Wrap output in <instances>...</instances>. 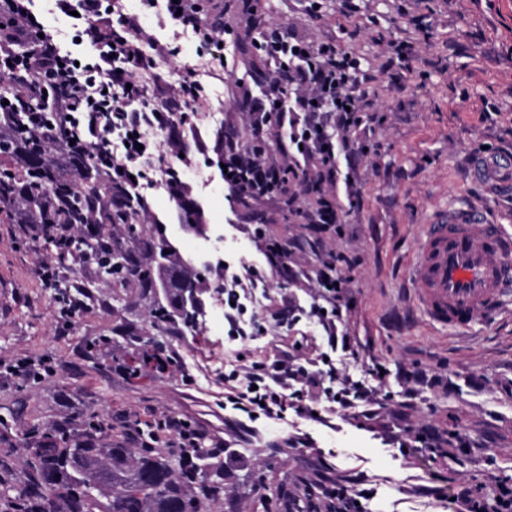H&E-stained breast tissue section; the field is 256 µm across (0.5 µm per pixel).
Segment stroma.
Listing matches in <instances>:
<instances>
[{"label":"stroma","mask_w":512,"mask_h":512,"mask_svg":"<svg viewBox=\"0 0 512 512\" xmlns=\"http://www.w3.org/2000/svg\"><path fill=\"white\" fill-rule=\"evenodd\" d=\"M409 6V0H364L361 14L346 18L336 0H321L322 17L313 20L293 0H281L267 20L307 39L340 43L347 29L358 28L357 56L377 64L388 42L408 27ZM422 11L426 25L415 34L408 80L394 84L382 77L374 86L375 109L383 119L380 147L355 160L359 193L355 200H339L348 220L344 236L328 238L269 202H229L213 153L196 155L195 168L185 175L204 213L201 230L183 227L179 207L166 192L150 190L146 197L179 254L199 264L216 262L209 245L221 236L225 259L263 266L250 233L255 224L282 240H298L293 278L269 276L257 308L268 331L254 346L269 358L294 344L308 357L322 343L313 320L285 330L273 315L284 296L309 305L323 248L355 259L349 273L352 306L344 319L362 348L358 357H337L339 372L364 380L374 361L432 369L442 384L421 387L409 423L464 433L470 451L448 459L423 448L392 447L385 437L400 422L391 407L365 423L335 416L327 426L307 417L292 427L238 416L224 406V373L214 367L218 360H235L240 351L225 343L223 332L207 324L193 330L153 327L154 295L108 282L95 289L92 306L62 326L55 293L37 276L53 253L0 223V360L48 357L61 366L41 383L0 377V482L26 481L25 436L32 428L64 420L76 424L96 413L112 424L114 440L132 447L136 441L122 421L146 407L191 422L205 446L225 441L244 457V465L225 467L215 512H266L273 494L293 497L309 487L324 461L334 478L367 479L374 491L371 512H455L449 500L455 483L488 484L512 475V315L477 320L466 335L436 329L414 308L404 281L418 229L437 210L483 201L490 219L512 232V190L476 181L470 172L473 157L512 149V125L505 122L512 115V0H425ZM147 346L173 353L177 368L136 379L117 370V359ZM187 359L193 362L190 385L181 378L180 364ZM296 430L310 438L311 447H286ZM415 485L432 488L433 496L409 494Z\"/></svg>","instance_id":"35a3bbf8"}]
</instances>
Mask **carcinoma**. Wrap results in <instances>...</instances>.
<instances>
[{
  "instance_id": "1",
  "label": "carcinoma",
  "mask_w": 512,
  "mask_h": 512,
  "mask_svg": "<svg viewBox=\"0 0 512 512\" xmlns=\"http://www.w3.org/2000/svg\"><path fill=\"white\" fill-rule=\"evenodd\" d=\"M0 204L9 224H68L72 236L53 246L58 263L96 264L98 277L147 292L159 280L188 277V266L172 249L159 226L140 224L126 188L76 148L60 150L27 125L22 112L0 114ZM121 197L115 210L97 207L102 198ZM145 244L150 262L135 259ZM168 254H163V251ZM165 255V263L156 257ZM155 324L181 320L184 309L176 294L154 308ZM32 479L0 491L15 512H213L224 490V467L202 441L171 450L129 448L110 440L109 428L90 415L80 427L50 426L28 432ZM53 482L55 490L46 488Z\"/></svg>"
}]
</instances>
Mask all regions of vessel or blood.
<instances>
[{"mask_svg":"<svg viewBox=\"0 0 512 512\" xmlns=\"http://www.w3.org/2000/svg\"><path fill=\"white\" fill-rule=\"evenodd\" d=\"M405 277L434 326L470 330L512 309V233L482 206L440 212L422 225Z\"/></svg>","mask_w":512,"mask_h":512,"instance_id":"1","label":"vessel or blood"}]
</instances>
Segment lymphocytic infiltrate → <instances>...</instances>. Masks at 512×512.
Here are the masks:
<instances>
[{"instance_id": "lymphocytic-infiltrate-1", "label": "lymphocytic infiltrate", "mask_w": 512, "mask_h": 512, "mask_svg": "<svg viewBox=\"0 0 512 512\" xmlns=\"http://www.w3.org/2000/svg\"><path fill=\"white\" fill-rule=\"evenodd\" d=\"M56 13L71 17L81 53L62 51L56 37L35 19L30 0H0V75L8 83L0 92V113L17 111L18 100H28L30 122L45 137L62 126L82 143L92 160L103 164L113 183L128 189L139 205L142 223L151 215L143 194L153 172L170 197L184 200L191 186L184 180L195 164L186 155L183 133L207 106L205 83L224 79L233 99H258L245 115L246 137L208 145L195 140V154L215 152L229 173L224 186L236 194L248 182L272 184L267 200L288 206L301 223L318 226L330 236H342L345 221L336 205V191L353 192L355 155L368 152L376 132L377 115L369 85L378 74L400 64L408 41H391L388 58L378 69L362 68L352 51L334 42H312L287 36L263 19V0H245L239 27L224 22V0H145L163 5L177 34L197 39V64L186 66L185 76L164 83L159 72L178 54L143 26L139 13L126 9L125 0H52ZM248 38L263 68V80L254 85L224 73V44ZM152 127L158 142L147 141L144 127ZM119 134L121 152L112 150V134ZM260 243L265 268L245 267L231 272L229 264L214 266L224 281V333L232 344L259 339L267 327L248 314L241 292L258 286L264 269L283 277L293 275L294 251L257 224L251 230ZM353 260L328 252L316 273L309 307H292L288 318L313 319L326 348L307 360L290 351L268 360L240 355L224 372V398L249 417L286 420L288 415L312 416L326 423L328 413L371 420L384 407L375 383L385 382L381 364H374L373 385L338 376V351L358 355V342L344 330L342 308L349 300L347 276ZM320 404L314 414L305 398ZM328 512H368L370 490H357L339 480L319 485ZM457 512H512V483H497L493 492L464 484L453 489Z\"/></svg>"}]
</instances>
